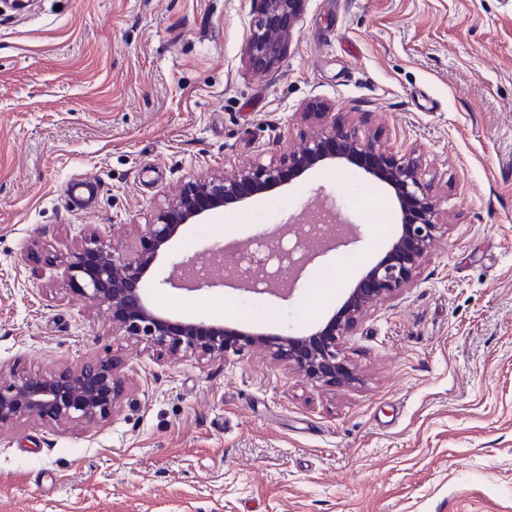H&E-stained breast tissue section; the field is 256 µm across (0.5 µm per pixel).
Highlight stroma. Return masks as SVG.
<instances>
[{"mask_svg": "<svg viewBox=\"0 0 512 512\" xmlns=\"http://www.w3.org/2000/svg\"><path fill=\"white\" fill-rule=\"evenodd\" d=\"M255 17L253 0H0V367L111 356L126 382L103 424L0 429V512H512V0H305L260 72L244 59ZM327 104L425 154L442 225L409 286L343 338L354 383L259 348L171 362L72 292L60 261L85 234L144 231L189 180L316 135ZM77 174L99 185L91 210L65 200ZM364 203L385 222L360 223ZM327 209L356 224V265L327 252L286 300L167 285L151 300L307 330L398 232L393 192L362 169L212 211L159 261L172 277Z\"/></svg>", "mask_w": 512, "mask_h": 512, "instance_id": "obj_1", "label": "stroma"}]
</instances>
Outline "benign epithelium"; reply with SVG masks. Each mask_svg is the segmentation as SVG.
Segmentation results:
<instances>
[{"label":"benign epithelium","instance_id":"7a95c632","mask_svg":"<svg viewBox=\"0 0 512 512\" xmlns=\"http://www.w3.org/2000/svg\"><path fill=\"white\" fill-rule=\"evenodd\" d=\"M305 0H257V19L245 46V62L267 70L285 55ZM346 161L390 187L402 214L400 232L386 255L369 267L348 289L340 307L314 332L302 336L230 328L222 323L178 320L169 310L155 308L145 288L161 253L182 229L197 223L205 212L235 205L250 196L272 191L313 168ZM422 156L411 150L399 157L378 137H362L355 126L334 119L301 147H288L267 164L244 160L236 176L197 178L173 194L156 212L144 234L109 245L94 231L63 260L73 290L112 319L126 339L145 344L168 360L193 357L210 360L228 350L262 347L272 357L315 383L348 385L355 374L340 348V340L356 327L363 312L386 296L396 295L412 280L437 239L436 204L422 177ZM352 224L331 225L318 243L297 240L277 255L288 274L267 273L259 279L232 271L225 277H198L196 258L181 263L182 286L191 292L231 284L246 292L279 299L291 297L304 270L330 249L347 247ZM126 391L121 365L111 357L93 358L57 373L15 375L0 383V424L27 419L45 427L95 425L120 406Z\"/></svg>","mask_w":512,"mask_h":512}]
</instances>
